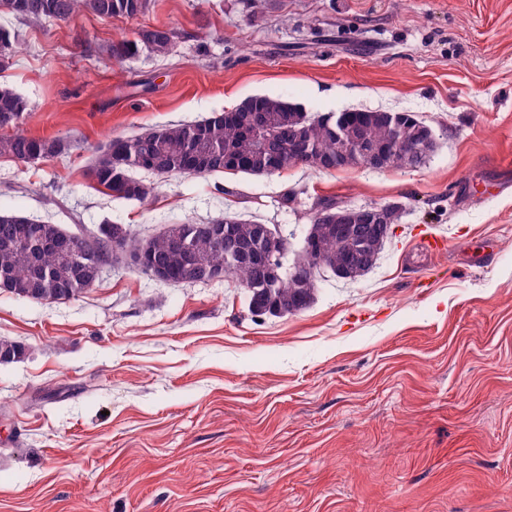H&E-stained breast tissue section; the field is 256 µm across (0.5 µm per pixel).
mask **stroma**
I'll use <instances>...</instances> for the list:
<instances>
[{"label":"stroma","mask_w":512,"mask_h":512,"mask_svg":"<svg viewBox=\"0 0 512 512\" xmlns=\"http://www.w3.org/2000/svg\"><path fill=\"white\" fill-rule=\"evenodd\" d=\"M1 25L27 134L73 144L0 158L2 211L144 239L235 214L293 255L317 199L404 213L371 270L320 271L298 314L122 261L74 300L0 289V339L29 349L0 365V512H512V0H151ZM145 28L172 51L109 54ZM255 94L409 112L438 146L419 168L158 176L143 202L88 175L113 138Z\"/></svg>","instance_id":"stroma-1"}]
</instances>
